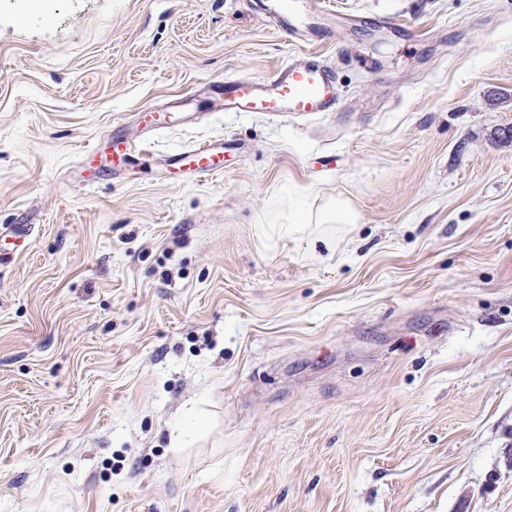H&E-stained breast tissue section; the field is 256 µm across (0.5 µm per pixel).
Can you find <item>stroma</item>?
<instances>
[{
	"label": "stroma",
	"instance_id": "stroma-1",
	"mask_svg": "<svg viewBox=\"0 0 512 512\" xmlns=\"http://www.w3.org/2000/svg\"><path fill=\"white\" fill-rule=\"evenodd\" d=\"M311 2L343 100L299 120L211 92L305 49L263 0H0V512H512V0ZM177 112L175 107H155L143 112H138L134 122L145 133L158 132L162 129H168L178 124ZM106 145L109 149V155L112 156V161L114 162L133 163V159L144 154L139 146V142L121 134L112 135ZM223 149V140L211 139L181 151L174 159L182 163L192 177L205 178L221 175L224 172L220 162ZM356 221V212L347 198L327 201L317 210L298 211L290 224H279V232L285 236L304 233L309 224H352Z\"/></svg>",
	"mask_w": 512,
	"mask_h": 512
}]
</instances>
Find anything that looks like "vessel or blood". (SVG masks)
I'll return each mask as SVG.
<instances>
[{"label":"vessel or blood","mask_w":512,"mask_h":512,"mask_svg":"<svg viewBox=\"0 0 512 512\" xmlns=\"http://www.w3.org/2000/svg\"><path fill=\"white\" fill-rule=\"evenodd\" d=\"M306 0H265L263 16L280 33L299 44L308 41ZM228 112H263L274 117L304 119L323 112L336 111L341 91L333 68L320 56L305 53L264 78H227L217 81ZM135 123L142 130L157 132L178 123L172 107H155L137 113ZM113 161L132 162L142 150L136 140L121 134L107 141ZM224 142L211 139L187 148L175 157L192 177L205 178L222 174L220 156Z\"/></svg>","instance_id":"b4317fda"}]
</instances>
